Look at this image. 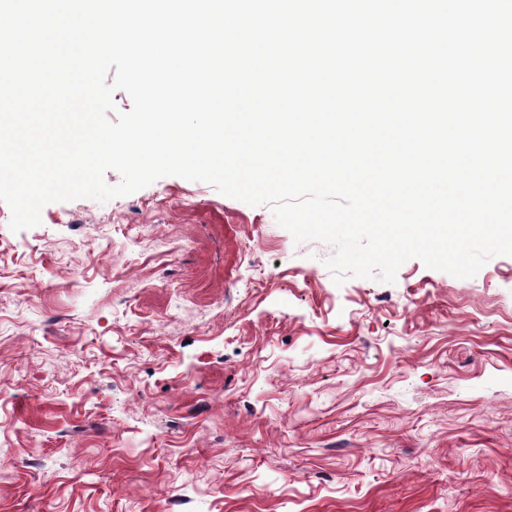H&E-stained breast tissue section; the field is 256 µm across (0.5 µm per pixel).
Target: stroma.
<instances>
[{
  "mask_svg": "<svg viewBox=\"0 0 512 512\" xmlns=\"http://www.w3.org/2000/svg\"><path fill=\"white\" fill-rule=\"evenodd\" d=\"M10 218L0 512H512V256L338 285L175 176Z\"/></svg>",
  "mask_w": 512,
  "mask_h": 512,
  "instance_id": "stroma-1",
  "label": "stroma"
}]
</instances>
